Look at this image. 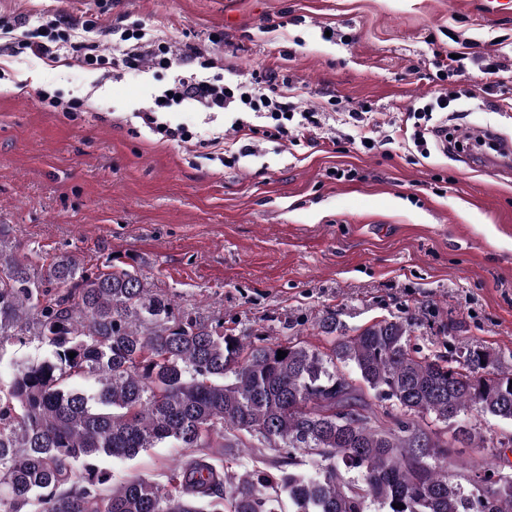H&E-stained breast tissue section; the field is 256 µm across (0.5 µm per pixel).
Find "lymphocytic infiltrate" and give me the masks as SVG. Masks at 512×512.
I'll use <instances>...</instances> for the list:
<instances>
[{
    "instance_id": "f902f5d3",
    "label": "lymphocytic infiltrate",
    "mask_w": 512,
    "mask_h": 512,
    "mask_svg": "<svg viewBox=\"0 0 512 512\" xmlns=\"http://www.w3.org/2000/svg\"><path fill=\"white\" fill-rule=\"evenodd\" d=\"M25 25V19L18 16L7 18L5 24L0 25V56L28 52L48 61L58 59L62 49L61 36L48 35L44 40L33 41L25 33ZM107 52L112 55V75L116 78L150 68L175 70L169 96L162 101L153 100L149 107L138 112L143 124L162 140L187 143L193 139L194 134L188 128L159 119L160 112L182 104L204 112L237 113L238 118L231 128L238 133H259L280 141L300 136L312 142L317 139L320 123L315 112L296 111L276 72L254 73L245 80H227L218 72L219 60L207 56L196 45L157 41L136 32L121 33L119 41L107 49L97 40L83 43L75 60L78 65L93 69ZM243 112L268 119V126L246 125L239 118ZM295 113L300 119L293 125L289 117Z\"/></svg>"
}]
</instances>
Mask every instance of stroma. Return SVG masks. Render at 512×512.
<instances>
[{
  "label": "stroma",
  "mask_w": 512,
  "mask_h": 512,
  "mask_svg": "<svg viewBox=\"0 0 512 512\" xmlns=\"http://www.w3.org/2000/svg\"><path fill=\"white\" fill-rule=\"evenodd\" d=\"M0 14L40 35L59 15L121 23L218 53L241 74L273 70L316 110L317 145L253 140L224 166L236 133L207 142L231 114L189 105L163 120L198 132L174 144L137 113L168 70L118 80L76 63L0 58V229L38 270L60 255L93 272L137 273L188 308L223 314L236 335L270 344H330L344 332L412 321L410 347L445 359L488 349L512 362V172L472 167L468 150L430 146L406 130L408 107L438 89L450 135L474 127L512 139V11L477 18L452 0H0ZM470 51L464 75L439 83L437 55ZM503 64L486 74L489 63ZM83 99L50 112L37 91ZM367 108L354 126L349 109ZM378 140L365 150L361 136ZM351 177L338 178L340 170ZM182 455L162 445L103 457L113 483L160 478Z\"/></svg>",
  "instance_id": "35a3bbf8"
}]
</instances>
